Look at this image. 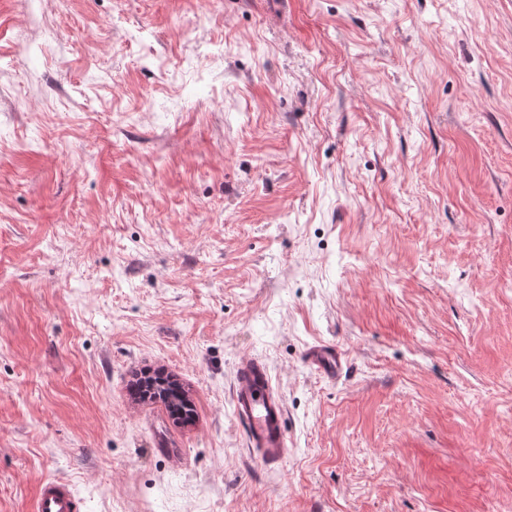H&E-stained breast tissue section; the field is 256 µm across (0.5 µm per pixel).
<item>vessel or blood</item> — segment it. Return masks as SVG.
<instances>
[{
  "instance_id": "obj_1",
  "label": "vessel or blood",
  "mask_w": 512,
  "mask_h": 512,
  "mask_svg": "<svg viewBox=\"0 0 512 512\" xmlns=\"http://www.w3.org/2000/svg\"><path fill=\"white\" fill-rule=\"evenodd\" d=\"M307 360L328 375L339 373L342 367L335 347L325 344L309 349ZM232 402L248 447L265 465H279L288 454L285 404L264 361L247 358L238 365ZM80 507L73 484L51 477L39 487L34 512H80Z\"/></svg>"
}]
</instances>
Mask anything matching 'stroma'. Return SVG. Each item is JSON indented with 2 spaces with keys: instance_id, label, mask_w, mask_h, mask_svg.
<instances>
[{
  "instance_id": "35a3bbf8",
  "label": "stroma",
  "mask_w": 512,
  "mask_h": 512,
  "mask_svg": "<svg viewBox=\"0 0 512 512\" xmlns=\"http://www.w3.org/2000/svg\"><path fill=\"white\" fill-rule=\"evenodd\" d=\"M49 477L84 512H512V0H0V512ZM307 361L327 375L339 373L342 367L341 356L336 351V347L325 344L309 349ZM232 402L248 447L265 465L278 466L288 454L285 404L264 361L247 358L238 365Z\"/></svg>"
}]
</instances>
